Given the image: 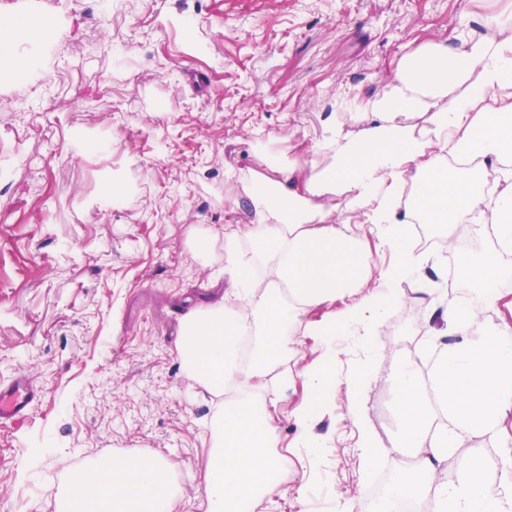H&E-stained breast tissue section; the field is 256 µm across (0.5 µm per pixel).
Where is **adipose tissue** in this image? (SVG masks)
<instances>
[{
    "label": "adipose tissue",
    "instance_id": "ef3b65f1",
    "mask_svg": "<svg viewBox=\"0 0 512 512\" xmlns=\"http://www.w3.org/2000/svg\"><path fill=\"white\" fill-rule=\"evenodd\" d=\"M486 28L458 34L454 46L427 44L406 53L382 92L357 109V132L337 127L325 138L333 162L323 171L294 160L246 177L251 222L224 238L229 302L190 313L178 344L191 381L240 392L217 418L205 473L206 512H247L255 498L279 488L277 406L255 402L253 395L287 360L294 326L315 332L306 319L311 308L333 306L366 283L361 241L348 225L327 223L322 196L335 197L359 223L383 226L384 241L400 249L398 262L382 274L385 290L341 312L334 322L339 330L363 318L382 319L399 303L396 285L416 267L405 230L416 223L439 226L448 240L460 224L481 235L485 227L476 216L490 208L498 249L465 257L460 271L481 288L505 276L512 172L500 163L512 157V14L488 18ZM492 180L502 188L491 198L485 188ZM408 183L417 186L418 198H404ZM258 263L265 268L260 291L252 279ZM235 300L245 302L248 318L233 313ZM441 317L461 340L441 362L434 398L422 396L410 362L396 367L395 445L408 449L416 463L397 472L389 493L373 500L368 512H394L395 500L429 482L435 485L434 512H512L511 460L495 476L479 456L466 459L454 475L439 472L449 449L470 432L497 426L512 410V330L496 328L475 341L468 337L471 312L451 304ZM443 414L448 423H440ZM172 495L164 464L131 452L75 473L64 512H168Z\"/></svg>",
    "mask_w": 512,
    "mask_h": 512
}]
</instances>
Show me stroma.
<instances>
[{"label": "stroma", "mask_w": 512, "mask_h": 512, "mask_svg": "<svg viewBox=\"0 0 512 512\" xmlns=\"http://www.w3.org/2000/svg\"><path fill=\"white\" fill-rule=\"evenodd\" d=\"M512 0H0L21 25L64 18L33 60L17 49L24 89L0 80V382L22 374L40 398L27 418L0 423V512H56L72 475L135 451L173 477L171 512H204V472L225 394L186 376L177 340L185 315L224 293V237L250 221L240 180L302 157L323 168L325 129L357 126L345 104L378 94L400 58L473 29ZM124 185L101 199L104 186ZM419 272L372 332L331 331V310L309 314L285 373L260 394L276 401L288 476L249 512H364L361 493L404 458L375 417L393 393L396 361L429 377L434 308L465 289L454 247H414ZM476 322L512 325V288ZM327 365L329 390L311 395L305 370ZM365 386H354L360 370ZM313 414L304 447L297 411ZM375 433L373 459L359 426ZM479 453L491 468L512 456V411L466 438L449 468ZM306 505H299L298 494Z\"/></svg>", "instance_id": "35a3bbf8"}]
</instances>
